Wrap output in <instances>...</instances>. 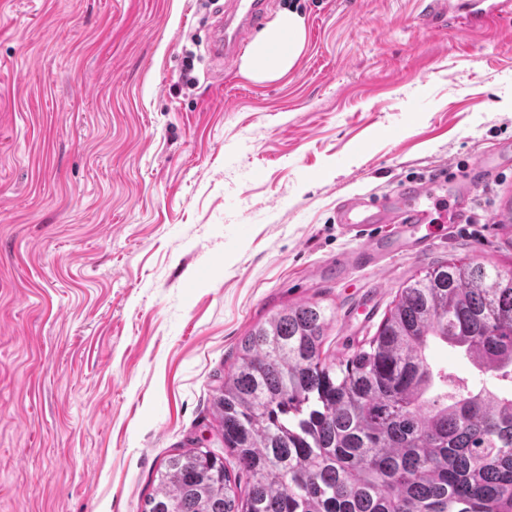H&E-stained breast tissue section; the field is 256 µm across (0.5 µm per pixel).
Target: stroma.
<instances>
[{"instance_id":"stroma-1","label":"stroma","mask_w":512,"mask_h":512,"mask_svg":"<svg viewBox=\"0 0 512 512\" xmlns=\"http://www.w3.org/2000/svg\"><path fill=\"white\" fill-rule=\"evenodd\" d=\"M223 8L0 0V512H141L171 456L223 453L213 399L242 336L289 305L324 309L342 360L431 264L512 269V23L274 0L303 16L305 48L259 82L211 60ZM490 147L509 163L451 225ZM408 187L427 225L381 266L337 269L366 240L337 199ZM428 354L497 385L445 344Z\"/></svg>"}]
</instances>
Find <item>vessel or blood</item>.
<instances>
[{
  "label": "vessel or blood",
  "instance_id": "obj_1",
  "mask_svg": "<svg viewBox=\"0 0 512 512\" xmlns=\"http://www.w3.org/2000/svg\"><path fill=\"white\" fill-rule=\"evenodd\" d=\"M270 0H225L224 14L216 22L209 44L213 61H234L242 51L251 32L267 18ZM428 11L433 15L455 13L464 18L481 15L482 19H503L512 16V0H498L496 9L480 10L478 0H430ZM336 220L362 232L375 224H400L418 228L426 220V212L404 199L385 201L365 198H343L336 206Z\"/></svg>",
  "mask_w": 512,
  "mask_h": 512
}]
</instances>
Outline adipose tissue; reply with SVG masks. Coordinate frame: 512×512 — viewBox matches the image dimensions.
I'll use <instances>...</instances> for the list:
<instances>
[{
    "label": "adipose tissue",
    "mask_w": 512,
    "mask_h": 512,
    "mask_svg": "<svg viewBox=\"0 0 512 512\" xmlns=\"http://www.w3.org/2000/svg\"><path fill=\"white\" fill-rule=\"evenodd\" d=\"M305 45L303 17L286 10L268 23L250 44L243 71L257 81H271L290 71Z\"/></svg>",
    "instance_id": "ef3b65f1"
}]
</instances>
